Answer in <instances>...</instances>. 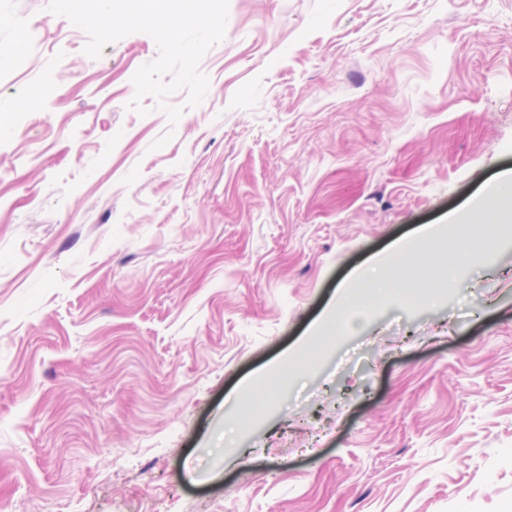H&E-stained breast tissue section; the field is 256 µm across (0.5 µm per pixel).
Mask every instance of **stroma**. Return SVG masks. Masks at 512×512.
<instances>
[{
  "label": "stroma",
  "instance_id": "obj_1",
  "mask_svg": "<svg viewBox=\"0 0 512 512\" xmlns=\"http://www.w3.org/2000/svg\"><path fill=\"white\" fill-rule=\"evenodd\" d=\"M49 2L0 0L8 512H512V239L414 235L512 170V0H229L174 123ZM398 245L444 292L277 379Z\"/></svg>",
  "mask_w": 512,
  "mask_h": 512
}]
</instances>
